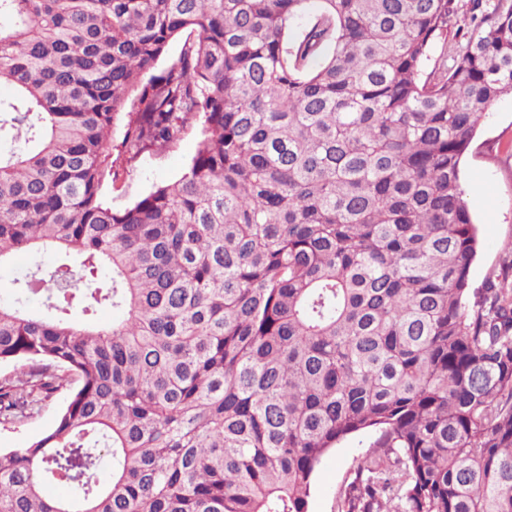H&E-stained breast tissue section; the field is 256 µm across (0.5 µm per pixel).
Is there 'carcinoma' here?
<instances>
[{
	"instance_id": "1",
	"label": "carcinoma",
	"mask_w": 512,
	"mask_h": 512,
	"mask_svg": "<svg viewBox=\"0 0 512 512\" xmlns=\"http://www.w3.org/2000/svg\"><path fill=\"white\" fill-rule=\"evenodd\" d=\"M308 2L0 0V264L74 260L15 283L46 312L0 300V424L63 396L0 449V512H310L369 430L342 512H512V288L467 312L460 177L512 0H468L470 33L458 0H315L294 36ZM198 120L180 177L105 200ZM63 396L57 397L42 411L19 424H0V448H21L34 437L41 434L50 424L57 408L61 405ZM374 436V431L353 434L324 456L311 491L310 512L341 510L340 493L352 480L354 469Z\"/></svg>"
}]
</instances>
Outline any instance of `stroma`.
<instances>
[{
    "instance_id": "1",
    "label": "stroma",
    "mask_w": 512,
    "mask_h": 512,
    "mask_svg": "<svg viewBox=\"0 0 512 512\" xmlns=\"http://www.w3.org/2000/svg\"><path fill=\"white\" fill-rule=\"evenodd\" d=\"M198 131H190L169 151L146 158L125 173L118 188L106 189L112 207L122 209L154 186L178 178L198 147ZM461 178L471 212L478 222L479 249L470 274L469 310H476L488 282L512 272V94L501 97L481 124L461 161ZM57 403L19 424H0V448H21L50 424ZM373 432L349 436L329 451L318 467L310 512H339L340 494L373 440Z\"/></svg>"
}]
</instances>
